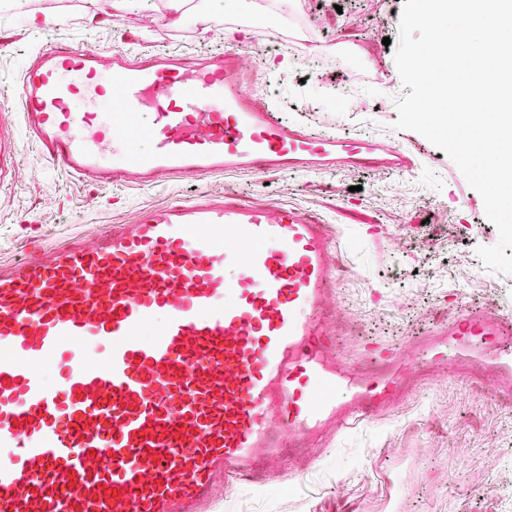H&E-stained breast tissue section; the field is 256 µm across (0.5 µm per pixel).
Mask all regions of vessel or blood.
Returning <instances> with one entry per match:
<instances>
[{"mask_svg": "<svg viewBox=\"0 0 512 512\" xmlns=\"http://www.w3.org/2000/svg\"><path fill=\"white\" fill-rule=\"evenodd\" d=\"M0 113V195L28 137L97 188L214 173L403 171L382 140L318 136L243 86L239 55L54 45ZM337 238L321 216L230 195L175 199L94 237L0 261V512H204L389 410L426 368L491 360L512 392V313L463 311L426 364L397 348L357 369L334 340ZM52 366L57 384L45 383Z\"/></svg>", "mask_w": 512, "mask_h": 512, "instance_id": "vessel-or-blood-1", "label": "vessel or blood"}]
</instances>
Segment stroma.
I'll return each instance as SVG.
<instances>
[{
  "mask_svg": "<svg viewBox=\"0 0 512 512\" xmlns=\"http://www.w3.org/2000/svg\"><path fill=\"white\" fill-rule=\"evenodd\" d=\"M234 14L210 0L204 15L178 27L168 0H146L112 17L95 0H18L0 10V86L55 43L110 52L174 50L187 57L243 53L251 91L289 123L322 133L392 141L414 159L392 174L344 168L267 176H214L106 193L70 179L21 144L17 183L0 199V260L20 257L29 236L94 235L102 224L133 223L171 197L228 192L247 202H279L327 218L338 240L336 348L363 364L374 344L404 346L467 310H511L507 275L484 268L476 249L498 242L483 199L457 166L420 134L395 129L403 92L395 40L405 0H259ZM58 15L37 27L33 10ZM236 31L225 41V31ZM390 45H383V38ZM461 449L463 479L448 475L449 448ZM314 463L288 455L284 475L261 488L233 481L211 512H382L379 474L406 481L405 512H512V396L491 371L434 373L413 395L312 449Z\"/></svg>",
  "mask_w": 512,
  "mask_h": 512,
  "instance_id": "1",
  "label": "stroma"
}]
</instances>
